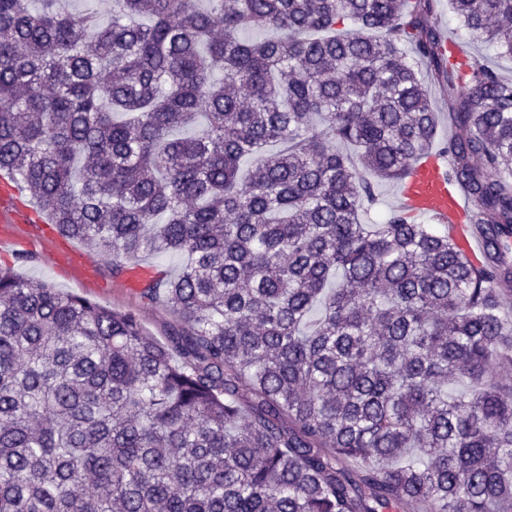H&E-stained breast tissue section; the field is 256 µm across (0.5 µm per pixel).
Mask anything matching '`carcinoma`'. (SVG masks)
<instances>
[{
  "instance_id": "1",
  "label": "carcinoma",
  "mask_w": 512,
  "mask_h": 512,
  "mask_svg": "<svg viewBox=\"0 0 512 512\" xmlns=\"http://www.w3.org/2000/svg\"><path fill=\"white\" fill-rule=\"evenodd\" d=\"M115 2L0 0V170L115 276L185 255L141 290L176 326L0 266V512H512V80L435 0ZM448 2L512 54V0ZM436 148L480 265L362 223ZM67 12L80 14L88 9H94L102 23H108L112 17L115 0H61ZM437 7L431 17V24L440 30L444 38L452 39L463 45L467 51L499 76L512 80V57L501 55L500 50L493 44L472 39L456 14L448 8V0H437ZM400 183V181H377L375 183L376 196L374 202L368 206L367 220L377 221L384 214L397 208Z\"/></svg>"
}]
</instances>
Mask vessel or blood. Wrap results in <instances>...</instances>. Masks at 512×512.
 <instances>
[{"label": "vessel or blood", "instance_id": "1", "mask_svg": "<svg viewBox=\"0 0 512 512\" xmlns=\"http://www.w3.org/2000/svg\"><path fill=\"white\" fill-rule=\"evenodd\" d=\"M450 159L428 156L411 164L401 185L399 203L419 216L447 225L466 255H474L480 243L462 232L472 204L467 194L448 179ZM33 213L18 199V190L0 175V244L14 241L15 227L30 223Z\"/></svg>", "mask_w": 512, "mask_h": 512}]
</instances>
